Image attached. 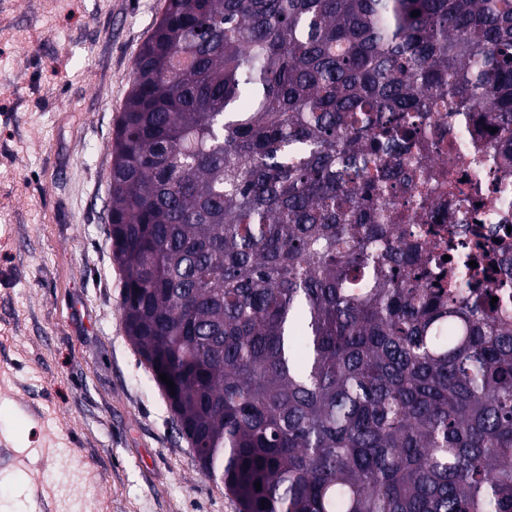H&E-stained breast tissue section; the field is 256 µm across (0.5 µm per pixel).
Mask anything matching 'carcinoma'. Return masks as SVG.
Wrapping results in <instances>:
<instances>
[{
	"label": "carcinoma",
	"instance_id": "cac0c4a2",
	"mask_svg": "<svg viewBox=\"0 0 512 512\" xmlns=\"http://www.w3.org/2000/svg\"><path fill=\"white\" fill-rule=\"evenodd\" d=\"M441 112L497 129L467 212L484 157L512 179V0H168L141 48L108 203L125 330L240 512H512L509 297L474 233L428 269L411 150Z\"/></svg>",
	"mask_w": 512,
	"mask_h": 512
}]
</instances>
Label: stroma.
Segmentation results:
<instances>
[{
	"mask_svg": "<svg viewBox=\"0 0 512 512\" xmlns=\"http://www.w3.org/2000/svg\"><path fill=\"white\" fill-rule=\"evenodd\" d=\"M167 0H0V512H238L124 331L112 134Z\"/></svg>",
	"mask_w": 512,
	"mask_h": 512,
	"instance_id": "1",
	"label": "stroma"
}]
</instances>
